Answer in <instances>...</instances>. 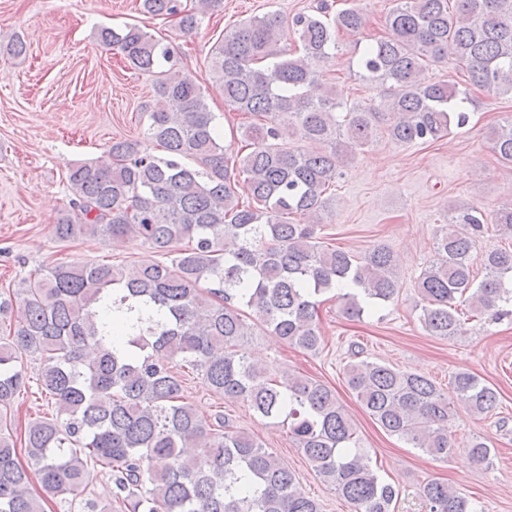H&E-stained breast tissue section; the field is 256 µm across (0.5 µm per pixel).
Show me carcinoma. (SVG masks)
<instances>
[{"label":"carcinoma","instance_id":"carcinoma-1","mask_svg":"<svg viewBox=\"0 0 512 512\" xmlns=\"http://www.w3.org/2000/svg\"><path fill=\"white\" fill-rule=\"evenodd\" d=\"M223 0H142V12L179 18L191 31L198 15ZM322 5L298 14L297 55L280 43L275 15L253 17L224 31L211 51L224 105L251 115L243 127L247 153L229 157L215 117L180 68L172 42L128 26L103 29L100 42L153 77L146 138L165 156L112 142V163L82 162L66 176L69 206L58 219L60 241L98 238L117 244L137 236L164 255L153 264L60 263L21 278L0 293V512H44L30 491L35 472L45 494H81L91 469L113 481L114 501L91 512H320L288 466L250 434L218 416L202 420L184 399L177 361L224 401L248 403L264 420L284 418L288 434L322 482L351 512H393L400 490L380 479L360 445L350 415L327 385L307 376L269 373L247 352L257 324L303 351L321 344L318 297L339 291L343 313L359 318L394 300L395 258L384 247L363 254L319 242L336 171L380 131L400 143L431 142L469 121L468 89L432 82L425 72L451 58L466 83L512 98V0H394L388 34L365 46L360 78L400 92L379 103H347L336 87L320 96L316 65L335 57L337 36L359 34L366 19L353 7L332 19ZM316 143L322 150L290 147ZM500 162L512 166V116L491 131ZM244 184L247 200L238 185ZM299 214L303 222L287 216ZM488 223L512 233V201L492 216L459 202L438 229L434 256L417 278L419 321L430 336L455 335L459 306L500 320L512 315V248L474 251ZM36 356V384L55 412L20 429L4 418ZM345 379L362 408L386 432L434 460L453 451L454 407L433 381L386 363L353 360ZM451 385L473 415L495 410L498 391L474 373ZM490 458V441L467 448ZM426 512H471L448 484L419 490Z\"/></svg>","mask_w":512,"mask_h":512}]
</instances>
